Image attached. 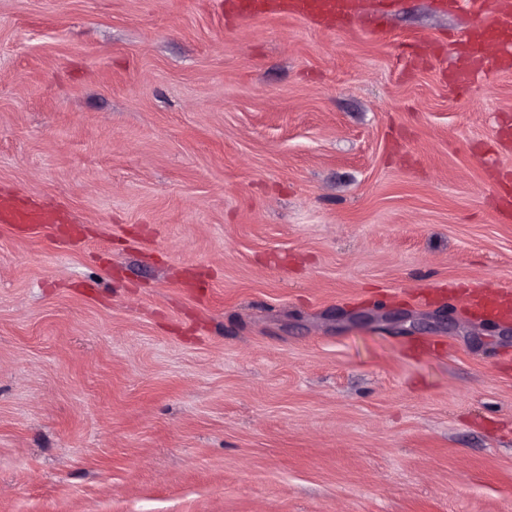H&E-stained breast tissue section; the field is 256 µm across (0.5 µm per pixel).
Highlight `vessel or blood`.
Returning <instances> with one entry per match:
<instances>
[{
	"instance_id": "b4317fda",
	"label": "vessel or blood",
	"mask_w": 512,
	"mask_h": 512,
	"mask_svg": "<svg viewBox=\"0 0 512 512\" xmlns=\"http://www.w3.org/2000/svg\"><path fill=\"white\" fill-rule=\"evenodd\" d=\"M440 7H468L475 17L470 32L455 47V66L448 75L452 86L476 82L488 67L497 71L512 70V0H439ZM228 11L242 17L265 14H286L315 23L332 26L336 21H354L360 17V0H225ZM494 40L504 46V53L495 64H488L482 52L485 42ZM55 212L36 206L20 194L0 196V223L18 224L31 228L54 224ZM480 311H512V292L500 289H480L469 297Z\"/></svg>"
}]
</instances>
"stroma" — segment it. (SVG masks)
Here are the masks:
<instances>
[{"label":"stroma","mask_w":512,"mask_h":512,"mask_svg":"<svg viewBox=\"0 0 512 512\" xmlns=\"http://www.w3.org/2000/svg\"><path fill=\"white\" fill-rule=\"evenodd\" d=\"M364 9L0 0V512H512V72ZM362 0H226L225 8L241 17L286 14L311 19L318 25L333 26L337 20L360 17ZM59 216L44 210L18 193L0 196V223L26 225L30 228L46 224H56ZM469 300L480 312L485 310L510 313L512 311V293L509 290L480 289L473 292Z\"/></svg>","instance_id":"stroma-1"}]
</instances>
